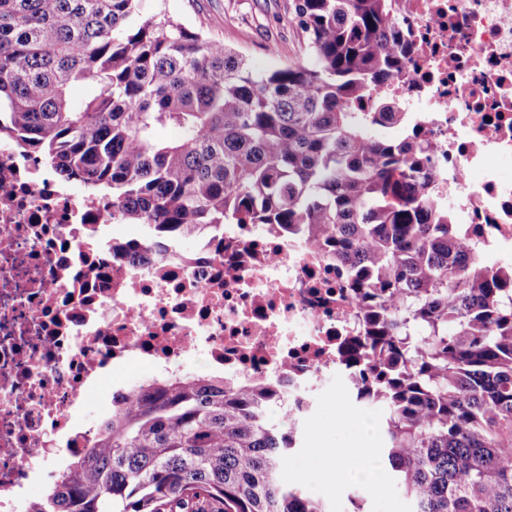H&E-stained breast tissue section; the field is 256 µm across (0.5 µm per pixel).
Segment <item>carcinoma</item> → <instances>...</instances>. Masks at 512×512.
<instances>
[{
  "label": "carcinoma",
  "instance_id": "carcinoma-1",
  "mask_svg": "<svg viewBox=\"0 0 512 512\" xmlns=\"http://www.w3.org/2000/svg\"><path fill=\"white\" fill-rule=\"evenodd\" d=\"M141 2L0 0V135L159 246L303 234L362 302L355 397L386 410L410 512H512V264L452 223L429 146L392 137L400 103L364 108L409 51L399 0H290L305 59L260 73ZM79 83L95 94L75 106ZM272 395L194 373L119 392L33 512H329L288 481L301 419L271 422Z\"/></svg>",
  "mask_w": 512,
  "mask_h": 512
}]
</instances>
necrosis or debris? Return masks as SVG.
<instances>
[{
  "label": "necrosis or debris",
  "mask_w": 512,
  "mask_h": 512,
  "mask_svg": "<svg viewBox=\"0 0 512 512\" xmlns=\"http://www.w3.org/2000/svg\"><path fill=\"white\" fill-rule=\"evenodd\" d=\"M402 5L414 53L378 92L423 132L455 223L512 259V0ZM360 320L343 269L305 237L228 224L223 251L203 240L161 254L114 232L110 199L78 194L0 139V512H30L32 486L64 473L59 446H89L95 429L78 419L89 392L192 358L264 379L276 407L306 415L325 380L350 383L341 347Z\"/></svg>",
  "instance_id": "obj_1"
}]
</instances>
